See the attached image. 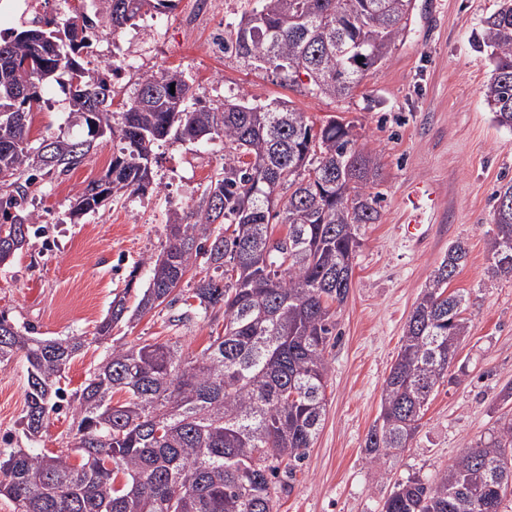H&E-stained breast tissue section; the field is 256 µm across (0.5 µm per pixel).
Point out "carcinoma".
<instances>
[{"instance_id": "carcinoma-1", "label": "carcinoma", "mask_w": 512, "mask_h": 512, "mask_svg": "<svg viewBox=\"0 0 512 512\" xmlns=\"http://www.w3.org/2000/svg\"><path fill=\"white\" fill-rule=\"evenodd\" d=\"M63 26L43 17L0 32V264L36 233L28 198L42 176L64 174L98 146L119 139L105 174L87 184L69 218L152 189L155 145L169 139L224 143V166L201 205L168 218L167 244L148 258L150 279L135 310L124 291L92 337L42 338L0 312V367L27 364L18 426L34 442L50 415L73 410L70 454L0 448V496L13 512H277L292 489L326 411L336 309L346 300L361 230L380 220L378 154L358 144L351 123L320 127L285 102L233 98L188 107L192 86L180 72L144 74L123 111L112 84L81 63L89 33H116L176 0H90ZM412 0H259L224 50L244 65L268 68L303 92L346 97L365 73L389 60L406 33ZM492 70L485 101L493 121L512 128V0H499L476 36ZM81 81L74 83V74ZM67 87L80 138L29 146L31 112L53 85ZM175 92H170V86ZM494 236L487 273L512 279V180L492 195ZM285 225L273 234L272 220ZM469 254L448 246L407 320L398 356L382 386L380 413L365 451L380 464L416 435L431 395L455 365L469 319L466 294L448 291ZM205 275L176 289L198 257ZM182 302L177 321L224 313V335L199 354L177 342L114 345L89 374L71 407L60 386L73 359L112 329L164 304ZM124 399L113 401L116 393ZM512 492V415L432 477L395 483L381 512H502Z\"/></svg>"}]
</instances>
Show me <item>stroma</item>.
I'll return each mask as SVG.
<instances>
[{"mask_svg": "<svg viewBox=\"0 0 512 512\" xmlns=\"http://www.w3.org/2000/svg\"><path fill=\"white\" fill-rule=\"evenodd\" d=\"M498 0H413L407 32L385 65L366 72L347 98L307 96L279 76L253 69L225 52L227 38L258 0H178L154 33L145 23L117 35L91 36L82 53L90 74L110 80L114 111L132 97L141 75L179 71L194 100L218 104L243 95L267 104L292 102L314 122L351 121L365 149L383 165L377 187L381 220L367 225L355 259L352 285L337 314L340 337L331 351L326 414L290 492L277 512H381L394 482L429 477L452 463L467 444L512 414L501 387L512 380V280L489 278L492 193L512 179V129L497 126L484 98L491 66L473 36ZM32 115L29 139L81 134L60 88ZM119 140L103 138L69 173L44 178L29 204L46 233L13 262L0 266V312L39 336L92 335L130 271L147 287L148 257L166 245L169 213L198 207L201 194L224 163L221 142L170 140L154 150L153 192L108 202L98 213L70 222L72 201L104 175ZM427 183L434 202L424 209V234L409 240L402 227L405 202L416 183ZM466 241V265L450 284L469 297V333L452 369V381L432 395L421 426L398 459L374 465L364 441L380 412L381 387L401 345L404 326L422 285L448 251ZM179 307H159L119 324L115 344L177 336L197 354L224 329L223 315L174 325ZM26 365L0 368V442L27 447L17 431L25 404Z\"/></svg>", "mask_w": 512, "mask_h": 512, "instance_id": "obj_1", "label": "stroma"}]
</instances>
